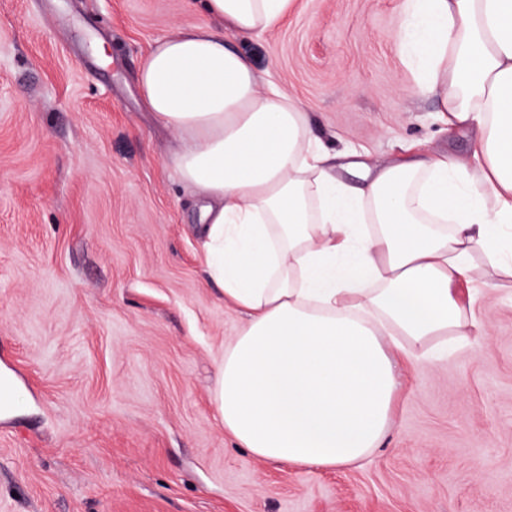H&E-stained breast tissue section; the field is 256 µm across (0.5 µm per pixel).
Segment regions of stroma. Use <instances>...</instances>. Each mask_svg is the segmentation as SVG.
Masks as SVG:
<instances>
[{
    "label": "stroma",
    "mask_w": 512,
    "mask_h": 512,
    "mask_svg": "<svg viewBox=\"0 0 512 512\" xmlns=\"http://www.w3.org/2000/svg\"><path fill=\"white\" fill-rule=\"evenodd\" d=\"M404 0H298L234 37L333 153L376 169L408 146L473 164L395 37ZM194 0H0V512H512V276L484 333L398 365L392 426L360 468L264 461L215 405L245 315L218 297L198 204L145 106L141 61L200 24Z\"/></svg>",
    "instance_id": "35a3bbf8"
}]
</instances>
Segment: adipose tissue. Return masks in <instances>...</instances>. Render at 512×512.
Returning a JSON list of instances; mask_svg holds the SVG:
<instances>
[{"mask_svg":"<svg viewBox=\"0 0 512 512\" xmlns=\"http://www.w3.org/2000/svg\"><path fill=\"white\" fill-rule=\"evenodd\" d=\"M294 0H201L203 23L152 46L139 86L179 136L170 159L201 203L210 275L248 321L224 349L220 420L256 457L362 465L382 445L393 352L422 369L470 344L477 295L512 272V0H406L424 88L448 130L473 127V166L405 156L354 186L301 105L234 47Z\"/></svg>","mask_w":512,"mask_h":512,"instance_id":"1","label":"adipose tissue"}]
</instances>
